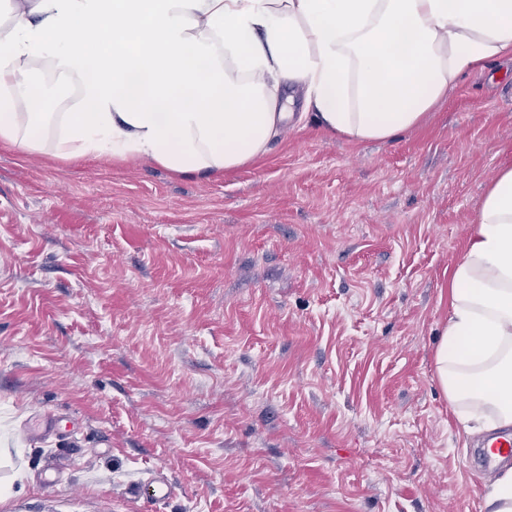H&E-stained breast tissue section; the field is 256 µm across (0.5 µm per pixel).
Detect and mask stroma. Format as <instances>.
<instances>
[{"label": "stroma", "instance_id": "35a3bbf8", "mask_svg": "<svg viewBox=\"0 0 512 512\" xmlns=\"http://www.w3.org/2000/svg\"><path fill=\"white\" fill-rule=\"evenodd\" d=\"M291 110L214 179L0 145V512H486L435 347L512 63L387 141Z\"/></svg>", "mask_w": 512, "mask_h": 512}]
</instances>
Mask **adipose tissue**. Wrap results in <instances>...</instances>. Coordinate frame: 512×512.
Here are the masks:
<instances>
[{"mask_svg": "<svg viewBox=\"0 0 512 512\" xmlns=\"http://www.w3.org/2000/svg\"><path fill=\"white\" fill-rule=\"evenodd\" d=\"M93 37L94 49L81 47ZM512 58V0H0V143L148 158L213 177L253 163L289 115L352 143L417 128L458 78ZM75 85L42 112L36 64ZM436 373L465 434L512 428V166L448 272Z\"/></svg>", "mask_w": 512, "mask_h": 512, "instance_id": "1", "label": "adipose tissue"}]
</instances>
